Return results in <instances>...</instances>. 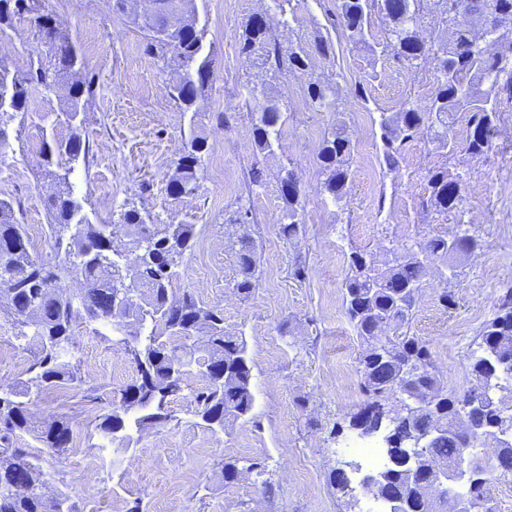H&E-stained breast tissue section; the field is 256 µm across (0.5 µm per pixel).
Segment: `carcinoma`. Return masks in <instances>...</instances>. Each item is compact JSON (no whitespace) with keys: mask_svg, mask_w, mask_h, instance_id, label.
<instances>
[{"mask_svg":"<svg viewBox=\"0 0 512 512\" xmlns=\"http://www.w3.org/2000/svg\"><path fill=\"white\" fill-rule=\"evenodd\" d=\"M35 0H0V26L13 17L27 14L40 43L48 46L54 63L38 61L36 69L16 77L13 106L0 112V125L26 111L28 86H68L69 104L63 115L74 120L81 111L84 96L93 93V82L84 75L85 63L69 37L60 30L54 17L34 5ZM153 11L143 22L145 51L162 62V69L179 89L175 102L184 111L205 98L211 88L214 51L204 44V30L198 28L195 12L187 10L191 0H152ZM371 0H340V34L348 42L373 50L366 38L368 8ZM379 11L389 22L388 47L394 57L410 69L418 63L436 62V82L428 107L420 111L405 102L397 112L380 114L379 129L383 160L388 170L399 165L404 142L427 129L441 147H448V135L456 112L468 114L464 148L479 156L489 147L495 133L499 105L512 100V0H492L499 21L494 48L487 50L475 43L466 14L479 6L478 0H441L445 37L426 43L418 36V22L424 0H377ZM241 50L259 51L258 60L273 73L304 72L307 53L283 50L268 28L249 20L242 33ZM331 83L310 78L305 93L309 106L320 111ZM282 126V105L263 88V101L253 118V147L272 154ZM203 132H193L184 150L188 159L177 161L171 189L181 186L189 194L197 189V167L206 151ZM353 147L343 113L325 133L320 161L325 175L324 191L340 204L347 193ZM62 184L51 202L52 253L48 259L31 257L21 225L15 222L11 203L0 199V315L12 321L15 338L37 345L38 356L28 369L30 377L7 388L0 387V512H76L68 494L52 488L33 489L18 494L16 483L35 484L39 459L28 458L21 448L12 446L20 432L32 430L28 412L31 394L74 379L71 365L61 361L70 345L72 331L81 322H107L115 329L123 327L121 315L113 311L115 285L132 279L135 303L130 313L129 340L126 341L137 379L120 389L111 399L110 412L95 426L104 440L130 447L132 431L138 432L168 420V404L185 387V381L171 377L175 362L184 360L195 366L206 384L194 397V415L213 433L226 424L248 416L254 407L252 363L241 336L224 334V312L216 306H204L192 293L179 296L171 292L173 267L194 245L191 224H177L159 234L149 227L135 208L123 213L122 231L131 244L133 263L112 252L113 227L92 224L72 198L68 177L53 174ZM464 184L459 175L446 169L429 174L427 196L423 204L438 211L459 206L462 196L452 185ZM283 206L279 232L288 239L300 230V189L281 191ZM479 246L472 236H461L457 250L448 249L445 238L414 242L395 254L381 267L364 250L350 253L344 280V305L361 351L357 373L364 402L350 420V427L362 437L384 432L387 465L382 470L376 497L403 503L404 512H448V500H435L422 490L427 470L451 466L460 458L479 457L475 447L453 435L445 436L420 449V471L411 475L403 466L410 440L427 434L432 426H455L462 422L484 440L500 434H512V412L501 402L483 407H467L472 387L448 396L438 378L429 346L411 333L419 292L429 266L423 258L440 259L447 280L458 277L456 261ZM238 266L237 292L245 297L259 284L254 248L239 241L235 250ZM69 278L82 281L78 294L59 288ZM470 371L474 381L499 391L508 389L512 380V287L498 299L493 317L475 336ZM431 397L432 406L413 415L395 417L386 422L380 410L395 399L394 390ZM39 441L46 453L62 456L71 448L72 430L59 419L50 420L40 432ZM512 474V446L503 449L501 470L487 472L482 483L467 486V498L477 506L474 512H492L491 484Z\"/></svg>","mask_w":512,"mask_h":512,"instance_id":"cac0c4a2","label":"carcinoma"}]
</instances>
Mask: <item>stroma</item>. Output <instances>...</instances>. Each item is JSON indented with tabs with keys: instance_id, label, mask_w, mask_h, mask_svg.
Instances as JSON below:
<instances>
[{
	"instance_id": "obj_1",
	"label": "stroma",
	"mask_w": 512,
	"mask_h": 512,
	"mask_svg": "<svg viewBox=\"0 0 512 512\" xmlns=\"http://www.w3.org/2000/svg\"><path fill=\"white\" fill-rule=\"evenodd\" d=\"M270 0H194L205 42L216 53L208 96L197 102V121L208 143L194 194L173 197L169 182L191 138L189 117L169 94L168 76L144 51L140 23L148 0H43L45 10L69 35L85 62L95 92L79 115L89 151L70 160L60 151L72 130L63 111L68 90L32 86L27 112L6 126L0 147V198L9 200L22 224L32 257L51 252L49 202L68 173L73 196L91 222L118 224L135 208L153 230L171 224L195 228V244L180 259L171 282L175 294L188 291L205 305L224 310V331L243 337L252 361V413L213 433L194 414L193 396L205 385L192 376L169 405V422L135 434L130 450L116 448L95 431L110 410V395L132 383L136 371L126 344L111 326L74 327L67 354L80 378L35 396L34 428L49 418L66 421L74 446L58 458H44L32 435L20 433L16 447L42 457L43 478L71 495L79 512H125L141 500L144 512H384V502L361 486L372 469L349 454L355 438L350 416L364 401L357 373L361 351L342 307V287L351 251L377 260L393 249L424 238L469 234L479 241L462 257L459 276L444 281L432 262L412 321L426 341L448 391L472 383L470 356L483 323L493 317L503 288L512 285V104L499 112L489 148L478 157L461 148H439L423 130L404 143L396 171H387L377 120L403 102L425 108L434 69L424 63L410 71L386 45L388 24L378 9L369 12L367 38L375 53L347 43L339 34L338 0H292L295 18L281 24L268 14ZM267 13L282 48H304L307 74H276L240 51L243 27ZM330 50H317L320 42ZM46 49L29 16L0 28V60L24 73ZM331 81L345 114L354 153L346 198L335 206L323 188L318 152L334 113L313 111L303 87L308 75ZM265 82L283 107L281 140L274 154L252 144L256 104L248 93ZM53 148V164L42 152ZM262 182L249 186L251 168ZM442 167L465 181L457 209L423 207L427 179ZM294 172L300 183L302 224L295 238L279 235L280 182ZM247 237L255 246L260 281L246 298L235 289L238 267L230 245ZM308 278H293L295 264ZM454 297L443 306L441 292ZM13 326L0 320V386L27 379L37 348L16 340ZM228 458L260 459L262 473L225 483ZM346 467L352 494L332 482ZM274 496H265L263 482Z\"/></svg>"
}]
</instances>
